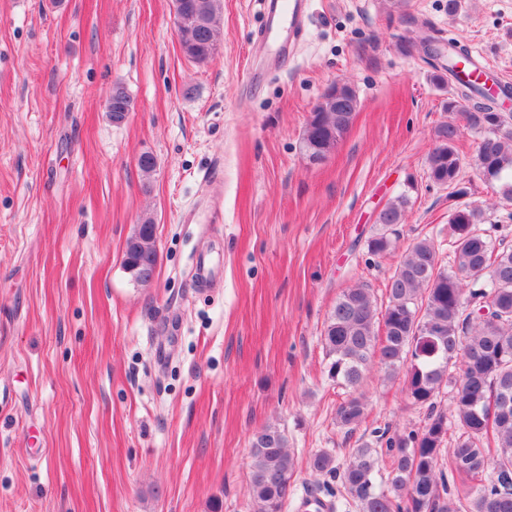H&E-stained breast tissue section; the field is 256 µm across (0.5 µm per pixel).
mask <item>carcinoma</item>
I'll list each match as a JSON object with an SVG mask.
<instances>
[{
	"label": "carcinoma",
	"mask_w": 512,
	"mask_h": 512,
	"mask_svg": "<svg viewBox=\"0 0 512 512\" xmlns=\"http://www.w3.org/2000/svg\"><path fill=\"white\" fill-rule=\"evenodd\" d=\"M222 0H174L180 47L197 64L216 51ZM452 57L438 83L455 78L457 60L466 47L452 44ZM107 108L110 120L131 105L126 91L115 86ZM342 98L349 111L337 107V96L325 94L310 113L302 149L310 161L325 159L350 127L357 109L355 90L346 85ZM448 110L461 114L465 128L481 133L476 165L488 182L503 183L502 198L512 202V115L496 111L484 88L456 83ZM460 126L439 125L427 157L430 178L438 185H458L461 159L456 148ZM404 196L379 216L381 232L367 243V253L382 258L392 249L388 231L404 221ZM485 223L481 210L455 205L448 215V247L452 264L445 267L429 239L414 242L385 284L387 304L379 307L371 289L347 288L336 299L323 333L328 378L349 389L336 407V424L351 434L366 417L358 389L377 365L390 377L403 378L410 403L425 410L423 425L406 433L389 428L372 431L348 452L344 463L326 450L312 453L311 472L329 478L328 495L349 497L359 512H512V245L501 234L506 224ZM158 252L155 224L136 225L128 238L124 267L133 280L150 283ZM493 311L480 313L481 303ZM450 406L437 408L443 388ZM455 432L453 446L448 433ZM249 494L252 512H283L296 470L288 437L275 424L251 438ZM457 475L465 490L453 494L449 478Z\"/></svg>",
	"instance_id": "carcinoma-1"
}]
</instances>
